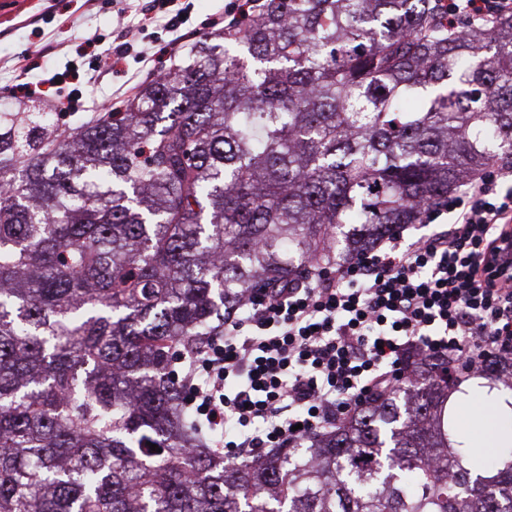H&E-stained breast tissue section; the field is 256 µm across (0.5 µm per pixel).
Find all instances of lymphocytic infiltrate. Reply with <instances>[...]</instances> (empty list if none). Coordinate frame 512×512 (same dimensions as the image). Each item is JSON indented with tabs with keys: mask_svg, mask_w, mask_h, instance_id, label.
I'll list each match as a JSON object with an SVG mask.
<instances>
[{
	"mask_svg": "<svg viewBox=\"0 0 512 512\" xmlns=\"http://www.w3.org/2000/svg\"><path fill=\"white\" fill-rule=\"evenodd\" d=\"M448 17L486 24L512 0H448ZM447 229L414 238L395 231L314 279L253 298L218 336L194 349L193 405L215 433L234 424L224 455L283 448L355 412L403 382L408 362L433 356L463 372L512 354V287L486 254L512 224V167L494 166L450 196Z\"/></svg>",
	"mask_w": 512,
	"mask_h": 512,
	"instance_id": "lymphocytic-infiltrate-1",
	"label": "lymphocytic infiltrate"
}]
</instances>
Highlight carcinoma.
<instances>
[{"instance_id": "cac0c4a2", "label": "carcinoma", "mask_w": 512, "mask_h": 512, "mask_svg": "<svg viewBox=\"0 0 512 512\" xmlns=\"http://www.w3.org/2000/svg\"><path fill=\"white\" fill-rule=\"evenodd\" d=\"M441 2L250 0L119 108L0 112V512H512V447H453L442 361L227 465L182 376L245 293L512 164V17ZM472 379L508 397L512 360Z\"/></svg>"}]
</instances>
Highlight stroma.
I'll use <instances>...</instances> for the list:
<instances>
[{"instance_id":"35a3bbf8","label":"stroma","mask_w":512,"mask_h":512,"mask_svg":"<svg viewBox=\"0 0 512 512\" xmlns=\"http://www.w3.org/2000/svg\"><path fill=\"white\" fill-rule=\"evenodd\" d=\"M238 0H0V108L22 86L60 112H99L127 99L187 47L213 30ZM182 14L172 26L173 14ZM61 83H53L55 73Z\"/></svg>"}]
</instances>
